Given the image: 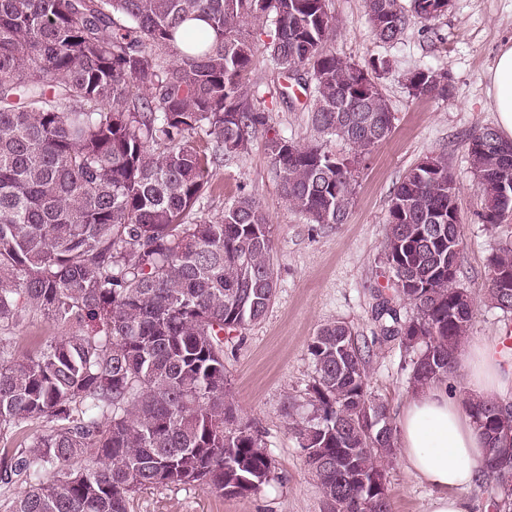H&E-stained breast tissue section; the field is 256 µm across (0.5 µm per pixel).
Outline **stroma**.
I'll return each mask as SVG.
<instances>
[{"label": "stroma", "instance_id": "1", "mask_svg": "<svg viewBox=\"0 0 512 512\" xmlns=\"http://www.w3.org/2000/svg\"><path fill=\"white\" fill-rule=\"evenodd\" d=\"M336 19L330 45L350 60H390L393 72L380 88L395 114L388 139L376 145L357 167L356 195L347 223L317 225L291 210L279 192L278 177L267 151L268 139L281 135L300 142L315 132L304 108L302 88L292 98L276 99L286 80L266 54L254 57L251 80L259 85L258 104L270 108L266 131L248 153L217 172L223 195L209 199L206 215L221 213L226 197L238 189L254 195L266 210L272 230L277 293L266 317L224 338V366L237 414L263 434L278 480L244 498H221L195 487L148 489L138 493L134 512H323L317 480L304 462L289 430L283 404L306 405L314 366L307 346L317 329L345 322L372 345L368 386L399 416L412 389L404 352L397 342L381 340L374 319L379 296H391L392 280L382 260L390 194L405 171L429 156L447 157L465 224L461 283L477 308L468 344L500 338L507 320L484 303L488 258L495 242L512 237V217L495 232L478 224L482 196L467 155L475 128L495 122L489 73L499 48L512 42V0H450L448 11L427 25H412L394 44L375 42L364 0H329ZM447 71L452 91L445 99L416 100L398 81V73L417 65ZM393 512H425L431 487L419 482L402 459L387 470Z\"/></svg>", "mask_w": 512, "mask_h": 512}]
</instances>
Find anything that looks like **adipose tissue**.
<instances>
[{
  "mask_svg": "<svg viewBox=\"0 0 512 512\" xmlns=\"http://www.w3.org/2000/svg\"><path fill=\"white\" fill-rule=\"evenodd\" d=\"M496 127L512 141V43L500 47L490 73ZM467 392L505 398L512 373H505L496 348H469L463 361ZM465 394H449L445 385L413 390L401 410L397 442L407 470L434 488L426 512H475L464 491L485 472V444L464 406Z\"/></svg>",
  "mask_w": 512,
  "mask_h": 512,
  "instance_id": "obj_1",
  "label": "adipose tissue"
}]
</instances>
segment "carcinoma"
Wrapping results in <instances>:
<instances>
[{"mask_svg": "<svg viewBox=\"0 0 512 512\" xmlns=\"http://www.w3.org/2000/svg\"><path fill=\"white\" fill-rule=\"evenodd\" d=\"M366 8L389 44L448 0ZM334 27L328 0H0V512H131L147 488L248 497L276 479L224 366V333L261 321L275 298L271 225L249 193L200 213L217 168L268 126L248 79L261 45L279 74L304 78L318 134L267 141L281 196L310 224L346 223L356 164L395 115L378 83L390 61L340 55ZM399 81L414 99L451 91L427 65ZM467 153L475 217L492 231L512 215V142L482 126ZM463 230L447 158L410 167L390 195L383 254L411 314L385 298L374 318L415 389L457 379L475 319ZM504 274L512 240L492 253L485 292L512 315ZM39 323L54 333L21 351L20 332ZM308 351L311 412L286 415L324 512H392L397 427L367 389L371 351L341 321ZM466 408L487 445L478 487L512 512V405L471 396Z\"/></svg>", "mask_w": 512, "mask_h": 512, "instance_id": "cac0c4a2", "label": "carcinoma"}]
</instances>
